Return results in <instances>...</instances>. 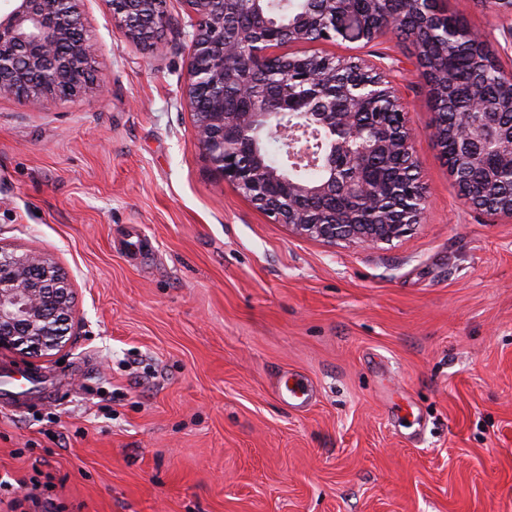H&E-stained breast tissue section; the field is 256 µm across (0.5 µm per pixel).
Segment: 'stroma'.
<instances>
[{
    "instance_id": "1",
    "label": "stroma",
    "mask_w": 512,
    "mask_h": 512,
    "mask_svg": "<svg viewBox=\"0 0 512 512\" xmlns=\"http://www.w3.org/2000/svg\"><path fill=\"white\" fill-rule=\"evenodd\" d=\"M448 6L512 66V16ZM82 13L102 93L0 100V245L53 258L76 313L27 366L40 392L0 405V477L51 476L62 512H512V222L461 197L412 43L287 47L382 66L414 134L420 223L330 246L212 173L182 0L159 54Z\"/></svg>"
}]
</instances>
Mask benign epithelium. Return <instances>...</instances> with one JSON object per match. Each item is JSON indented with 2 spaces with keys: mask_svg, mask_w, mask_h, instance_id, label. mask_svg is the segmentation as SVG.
I'll return each instance as SVG.
<instances>
[{
  "mask_svg": "<svg viewBox=\"0 0 512 512\" xmlns=\"http://www.w3.org/2000/svg\"><path fill=\"white\" fill-rule=\"evenodd\" d=\"M82 0H0V99H20L35 110L91 91L99 54L87 33ZM125 37L147 42L164 27L166 0H102ZM190 19L189 81L185 96L193 116L195 140L212 171L232 184L276 224L294 235L334 245L374 246L402 236L415 223L400 201L386 205L375 188L368 160L380 153H400L414 163L406 106L383 72L356 62L361 79L343 80V92L354 106L376 97L387 86L395 97L396 120L385 136L356 124L355 113L336 111V80L276 49L302 41L307 28L323 16L306 13L290 24L288 0H250V27L228 36L224 0H183ZM364 27L362 17L346 12L324 39L350 38ZM274 70L281 82L300 80L302 98L280 95L270 105L255 95L253 76ZM233 84L244 112L224 111L225 85ZM486 103L476 102L452 131L454 151L478 163L496 155L512 168V124L495 127ZM277 138L281 159L271 162L262 141ZM316 164L322 177L303 178L301 164ZM463 199L512 220V199L501 202L459 188ZM341 193L361 208L381 216L375 224L340 223L315 204ZM75 320L74 291L60 266L39 251L17 253L0 245V353L24 361L50 359L70 344Z\"/></svg>",
  "mask_w": 512,
  "mask_h": 512,
  "instance_id": "obj_1",
  "label": "benign epithelium"
}]
</instances>
